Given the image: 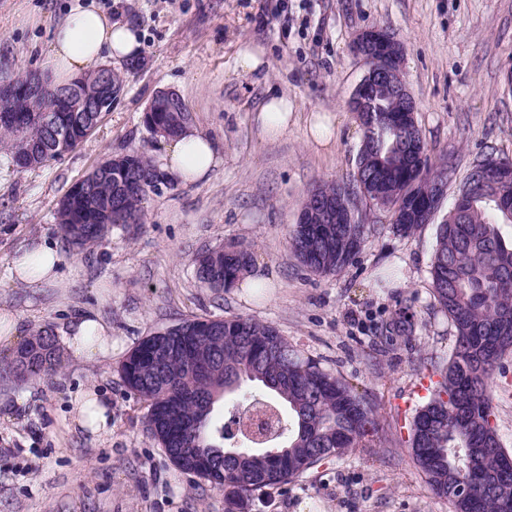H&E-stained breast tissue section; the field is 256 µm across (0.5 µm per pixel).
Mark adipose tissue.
I'll return each instance as SVG.
<instances>
[{
	"mask_svg": "<svg viewBox=\"0 0 512 512\" xmlns=\"http://www.w3.org/2000/svg\"><path fill=\"white\" fill-rule=\"evenodd\" d=\"M138 30L130 23L112 21L109 14L95 6H79L57 22L52 31L49 50L42 62L45 80L51 85L69 83L108 60H125L140 50ZM218 148L214 141L197 130L168 140L163 156V170L183 182L207 177L217 163ZM62 254L57 245L40 241L22 257L12 259L13 279L37 287L60 279ZM95 314L75 317L69 324L64 342L75 356L106 359L112 355L108 337L92 341L91 331L100 329Z\"/></svg>",
	"mask_w": 512,
	"mask_h": 512,
	"instance_id": "adipose-tissue-1",
	"label": "adipose tissue"
}]
</instances>
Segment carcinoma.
<instances>
[{"mask_svg":"<svg viewBox=\"0 0 512 512\" xmlns=\"http://www.w3.org/2000/svg\"><path fill=\"white\" fill-rule=\"evenodd\" d=\"M375 57L390 63V79L373 99L375 111L359 112L363 132L356 170L347 183L325 182L306 196L305 224L289 235L299 263L317 275L353 264L368 225L332 224L311 208L314 195L343 193L380 204L396 229L408 236L423 221L412 215L426 183L444 175L432 171L427 147L408 104L391 96L401 79L402 49L393 39L375 46ZM40 84L14 121L0 123L20 168L43 165L75 150L99 122L97 112H69L57 104L60 88L36 73L15 78ZM192 121L188 112H146L155 135L174 137ZM157 165L131 150L108 159L85 176L84 189L65 194L56 220L67 245L84 249L110 228L143 223L142 202ZM512 179L473 190L455 203L438 225L430 278L432 296L455 328L448 365L434 367L440 380L428 402L408 421L412 457L434 494L451 512H512V465H505L493 416L496 372L512 358ZM252 262L242 243L208 249L195 260L196 277L208 288H229ZM174 334L152 332L128 353L120 374L128 392L147 403L146 430L167 458L215 489H224L226 512H238L254 496L292 483L317 463L340 458L351 448H371L379 431L373 404L344 377L304 358L276 327L249 318H185ZM60 365L50 328L41 326L15 350L3 368L17 380L48 377ZM238 394L225 413L214 406ZM261 401L275 425L277 445L236 448L224 456L226 428L239 425L241 398ZM288 450L281 457L278 452Z\"/></svg>","mask_w":512,"mask_h":512,"instance_id":"carcinoma-1","label":"carcinoma"}]
</instances>
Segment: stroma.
Instances as JSON below:
<instances>
[{"mask_svg":"<svg viewBox=\"0 0 512 512\" xmlns=\"http://www.w3.org/2000/svg\"><path fill=\"white\" fill-rule=\"evenodd\" d=\"M135 24L138 68L113 62L125 82L111 112L75 150L20 169L0 141V308L22 336L91 311L110 328L112 357L100 363L61 350L51 377H0V512H224L223 491L177 468L145 428L147 406L127 392L119 367L145 336L193 315L249 317L275 326L304 356L342 375L378 411L370 448H352L309 469L245 512H449L416 467L405 426L428 395L422 365H444L455 329L431 296L436 224L396 233L390 212L361 203L371 231L353 265L328 276L301 266L287 238L317 184L349 179L362 131L348 101L367 70L352 43L387 29L404 48L402 78L432 168L448 170L438 218L451 209L476 159H512V0H0V77L38 70L53 26L78 5ZM249 48L263 69L243 68ZM161 89L176 91L191 125L217 142L220 163L195 184L149 191L144 223L115 227L94 247L62 243L58 201L98 163L135 149L162 160L164 140L143 114ZM293 104L288 129L266 133L264 101ZM335 115L326 146L308 139L314 113ZM58 242L62 282L37 288L11 279L20 249ZM230 241L253 248L263 292L202 287L194 260ZM405 316L412 332L386 340ZM109 401L112 431L74 423L80 391ZM494 420L512 451V362L497 378Z\"/></svg>","mask_w":512,"mask_h":512,"instance_id":"1","label":"stroma"}]
</instances>
